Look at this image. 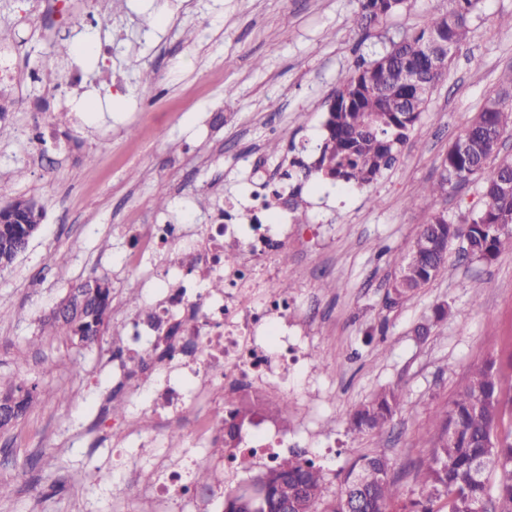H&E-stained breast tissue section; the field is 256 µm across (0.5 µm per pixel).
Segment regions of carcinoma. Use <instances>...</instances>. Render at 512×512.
<instances>
[{"label":"carcinoma","instance_id":"obj_1","mask_svg":"<svg viewBox=\"0 0 512 512\" xmlns=\"http://www.w3.org/2000/svg\"><path fill=\"white\" fill-rule=\"evenodd\" d=\"M406 2L360 0L358 23L379 26L402 12ZM478 3L451 0V8L426 27L387 36L375 58L361 59L332 94L318 157L308 164L302 154L294 155L285 169L288 194L276 191L265 197V209L279 208L286 197L291 210L299 211L304 204L302 189L309 181L328 179L362 187L391 169L447 76L449 60L466 42ZM432 37L448 41V57L428 53ZM509 130L512 69L448 148L438 177L420 192L426 199L446 198L449 191L480 176L484 207L454 220L442 210L433 212L411 245L394 257L396 272L387 288L390 304L413 298L445 275L448 247L456 240L463 242L465 256L485 263L512 250V192L502 190V183L512 180V156L501 154L502 139ZM43 217L44 208L33 198H17L0 208V269L26 251ZM111 315L112 282L95 275L69 291L45 318L43 328L91 346L108 331ZM34 391L33 386L0 377V403L10 409L4 425L26 416ZM400 405L399 390L383 388L350 413L349 429L377 437ZM509 407L512 387L503 386L500 365L491 357L471 372L449 408L434 413L432 448L416 471L423 496L399 508L385 454L373 452L355 459L344 470L342 489L331 494L322 468L292 451L254 478L267 490L263 501L253 502L240 491H231L224 496V512H272L283 498L288 500L289 512H475L485 501L495 512H512V426L503 425ZM254 415L248 399L235 404L224 447H238V433L252 423Z\"/></svg>","mask_w":512,"mask_h":512}]
</instances>
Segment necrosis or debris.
<instances>
[{
    "instance_id": "necrosis-or-debris-1",
    "label": "necrosis or debris",
    "mask_w": 512,
    "mask_h": 512,
    "mask_svg": "<svg viewBox=\"0 0 512 512\" xmlns=\"http://www.w3.org/2000/svg\"><path fill=\"white\" fill-rule=\"evenodd\" d=\"M287 242V236L265 223L256 203L230 202L192 249L196 269L223 279V293L197 296L183 262H172L173 285L163 289L155 321L133 322L135 336L142 339L137 368L143 377L131 391L144 398L147 412L162 425L175 422L185 410H199L191 434L198 442L217 445L224 440L228 404L239 392L262 402L303 371L304 360L288 336L291 304L274 291L276 260ZM230 248L239 259L228 267L224 252ZM161 329L172 335L160 349L153 338ZM281 452L275 442L215 449L209 460L222 469L229 486L241 469L272 466ZM187 456L178 447L149 463L140 455H126L128 481L159 504L199 507L184 466Z\"/></svg>"
}]
</instances>
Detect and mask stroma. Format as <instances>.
Masks as SVG:
<instances>
[{
  "mask_svg": "<svg viewBox=\"0 0 512 512\" xmlns=\"http://www.w3.org/2000/svg\"><path fill=\"white\" fill-rule=\"evenodd\" d=\"M447 8L448 0H409L386 28L362 30L358 0H106L95 25L80 27L57 0H0V46L38 75L0 114V204L32 197L44 207L27 250L0 272V376L36 388L29 413L0 432V483L12 488L0 512H158L151 497L119 498L126 476L113 454L128 428L158 430L113 388L112 338L130 349L127 324L138 316L128 298L148 307L160 298L138 275L161 273L172 258L138 254L141 225L180 224L196 237L225 200L290 159L291 146L314 160L331 94L382 31L423 28ZM511 15L512 0H481L466 48L392 169L363 187L305 183V209L282 217L293 331L305 338L301 353L317 357L288 382L287 422L265 417L241 438L285 437L315 457L332 490L354 458L381 451L402 500L419 498L413 467L431 449L432 409L449 406L487 358L512 381V252L487 264L454 243L447 273L430 288L395 307L386 298L394 256L432 211L452 217L483 206L477 179L444 200L420 190L512 68ZM60 37L76 54L55 55ZM472 55L480 67L469 65ZM147 70L157 75L150 86ZM41 99L49 109L37 125L26 105ZM84 100L92 108L78 111ZM271 141L277 154L266 150ZM92 275L112 282L109 334L83 347L43 332V317ZM439 303L447 319L418 339L414 327ZM386 386L402 397L390 428L378 438L351 433L349 412ZM115 394L119 416L101 408Z\"/></svg>",
  "mask_w": 512,
  "mask_h": 512,
  "instance_id": "obj_1",
  "label": "stroma"
}]
</instances>
